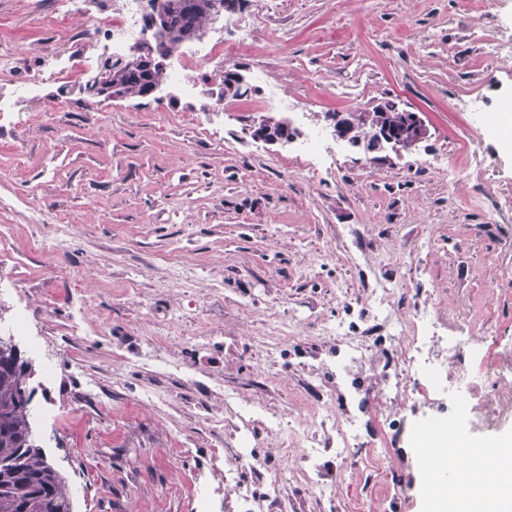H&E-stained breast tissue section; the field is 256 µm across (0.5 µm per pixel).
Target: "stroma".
Masks as SVG:
<instances>
[{
  "label": "stroma",
  "mask_w": 512,
  "mask_h": 512,
  "mask_svg": "<svg viewBox=\"0 0 512 512\" xmlns=\"http://www.w3.org/2000/svg\"><path fill=\"white\" fill-rule=\"evenodd\" d=\"M50 0H0V53H25L19 82L67 49ZM512 33V0H249L208 25L254 83L216 101V71L192 72V93L105 101L47 86L0 123V327L24 322L15 343L32 368L31 417L49 462L71 485L73 512H196L197 466L219 440L187 413L193 381L249 387L262 367L252 337L274 320L308 328L279 345L295 370L254 393L267 412L302 409L298 366L322 347L320 329L345 314L363 273L442 289L450 319L512 346V218L483 196L512 191V150L488 124L512 103V58L493 59L486 35ZM66 95L69 109L50 102ZM476 97L477 112L456 108ZM391 99L419 112L431 136L419 150L375 161L336 139L328 114ZM287 116L327 149L315 174L283 178L291 144L251 139L249 117ZM424 160L460 169L449 184ZM60 224L52 252L35 225ZM85 290L95 341H69L73 298ZM224 292V344L189 360L190 383L162 363L127 359L151 342L170 309ZM101 395L79 399L84 373Z\"/></svg>",
  "instance_id": "35a3bbf8"
}]
</instances>
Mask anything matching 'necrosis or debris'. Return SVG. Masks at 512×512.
Returning <instances> with one entry per match:
<instances>
[{
	"mask_svg": "<svg viewBox=\"0 0 512 512\" xmlns=\"http://www.w3.org/2000/svg\"><path fill=\"white\" fill-rule=\"evenodd\" d=\"M145 0H53V17L81 15L85 27L72 36L67 56L54 59L34 79L15 86L9 78L20 58L0 59V119L9 120L26 95L44 85L64 83L73 64L89 62L90 49L109 46L121 55L129 39L141 38ZM405 291L390 280L366 282L359 320L324 326L328 341L307 365L303 389L307 407L287 417L247 409L237 398L223 410L209 405L215 390L201 385L198 410L228 445L210 451L211 468L202 480L211 488L200 512H303L334 498L354 460L368 477L366 487L345 505L346 512H397L407 491L394 480L408 447L457 455L454 425L470 416L486 432L512 421V349L493 336L473 337V325H452L437 289L424 307L402 315L395 300ZM218 304L171 312L153 342L162 353L172 345L203 349L209 336L185 338L184 323L214 319ZM337 467L322 469L323 458Z\"/></svg>",
	"mask_w": 512,
	"mask_h": 512,
	"instance_id": "necrosis-or-debris-1",
	"label": "necrosis or debris"
}]
</instances>
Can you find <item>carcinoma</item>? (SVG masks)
Instances as JSON below:
<instances>
[{
    "instance_id": "cac0c4a2",
    "label": "carcinoma",
    "mask_w": 512,
    "mask_h": 512,
    "mask_svg": "<svg viewBox=\"0 0 512 512\" xmlns=\"http://www.w3.org/2000/svg\"><path fill=\"white\" fill-rule=\"evenodd\" d=\"M235 0H161L168 22L154 28L150 38L158 49L170 55L185 43L199 39L202 26L211 21L215 3ZM109 73L112 85L130 98L158 91L166 82L168 69L131 70L120 59L107 57L98 72ZM249 88L235 78L231 69L222 75L218 98L237 100ZM350 139L365 137L380 122L398 132L407 129L409 112H347ZM29 362L20 351L0 356V512H72L66 476L48 460L35 443L29 415L19 394L21 378L28 374Z\"/></svg>"
}]
</instances>
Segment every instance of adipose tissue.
<instances>
[{
    "mask_svg": "<svg viewBox=\"0 0 512 512\" xmlns=\"http://www.w3.org/2000/svg\"><path fill=\"white\" fill-rule=\"evenodd\" d=\"M479 489L465 495L456 491L435 497L433 512H512V439L503 440L490 467L477 476Z\"/></svg>",
    "mask_w": 512,
    "mask_h": 512,
    "instance_id": "adipose-tissue-1",
    "label": "adipose tissue"
}]
</instances>
